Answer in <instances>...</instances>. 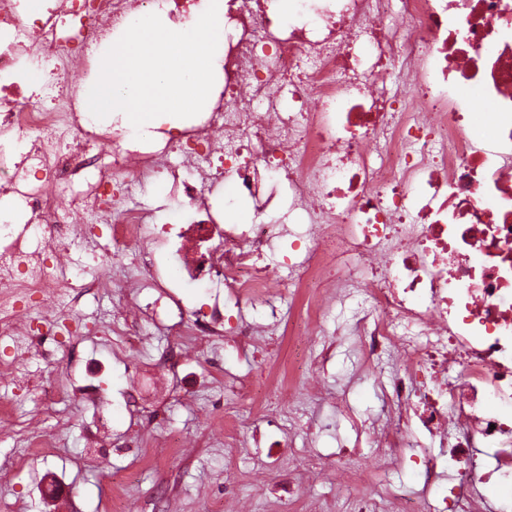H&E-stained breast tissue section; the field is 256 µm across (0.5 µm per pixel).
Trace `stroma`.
Segmentation results:
<instances>
[{
  "mask_svg": "<svg viewBox=\"0 0 512 512\" xmlns=\"http://www.w3.org/2000/svg\"><path fill=\"white\" fill-rule=\"evenodd\" d=\"M136 202L155 212L161 223L179 222L184 211L162 178L146 181ZM88 272L109 278L110 286L84 298L77 311L88 319L108 316L124 298L122 283L133 271L107 262L90 266ZM55 358V363L48 364L31 356L28 368L46 376L54 375L61 366L72 375L88 368L98 371L101 389L114 401L103 429L115 446L106 453L104 467L88 466L86 424L94 414L93 407L74 405L69 425L60 430L56 417L35 415L24 390H16L23 415L0 420V467L13 464L20 431L30 418L43 429L57 431L60 448L52 457H29L16 466L9 480L0 481V512H98L102 500L112 494L124 495L136 512H202L204 505H223L227 473L224 423L213 413L212 401L223 393L228 375L265 368L274 371L280 381L288 379L287 337H278L268 349L255 354L226 349L216 363L200 354L190 361L176 360L170 354L169 336L152 321L144 322L134 349H127L117 335L79 336L57 351ZM359 369L356 340L350 336L321 377L325 399L307 404L320 429L312 450L314 468L303 476L314 497L345 498L336 479V468L342 463L337 454L340 446L355 448L356 461L365 470L377 454L356 422L376 414L382 396L376 380L362 376ZM138 387L143 389V397L136 410H128L123 397ZM336 393L345 395L354 419L337 414L329 401ZM155 415L160 416V423L147 427V420ZM170 433L184 439V449L164 447ZM424 482V471L406 462L376 475L369 487L376 492L409 494L421 489Z\"/></svg>",
  "mask_w": 512,
  "mask_h": 512,
  "instance_id": "stroma-1",
  "label": "stroma"
}]
</instances>
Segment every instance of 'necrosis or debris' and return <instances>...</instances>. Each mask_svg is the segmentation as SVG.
<instances>
[{
    "mask_svg": "<svg viewBox=\"0 0 512 512\" xmlns=\"http://www.w3.org/2000/svg\"><path fill=\"white\" fill-rule=\"evenodd\" d=\"M203 2L49 0L33 20L23 0H0V195L25 216L0 221V343L13 349L0 356V416L21 387L53 404L94 400L24 368L46 341L78 335L74 308L106 286L70 263L80 242L146 273L156 294L120 304L121 336L181 312L188 283L222 285L241 304L304 297L289 346L305 370L289 401L312 391L339 337L360 338L388 406L362 427L380 463L418 460L430 488L375 495L346 466V505L308 500L299 468L312 455L292 444L293 416L276 442L287 473L272 487L256 472L270 512H488L486 488L512 484V0H294L287 24L272 0H224L210 111L148 141L97 128L69 75L88 74L91 49L130 20L161 9L187 21ZM23 60L46 71L38 97ZM464 86L474 98L459 97ZM483 103L494 136L478 142L469 123ZM160 174L187 223L134 205ZM224 181L225 209L251 202L252 221H221L211 197ZM343 307L349 317L327 330ZM282 323L214 302L175 327L184 344L227 336L243 351Z\"/></svg>",
    "mask_w": 512,
    "mask_h": 512,
    "instance_id": "1",
    "label": "necrosis or debris"
}]
</instances>
